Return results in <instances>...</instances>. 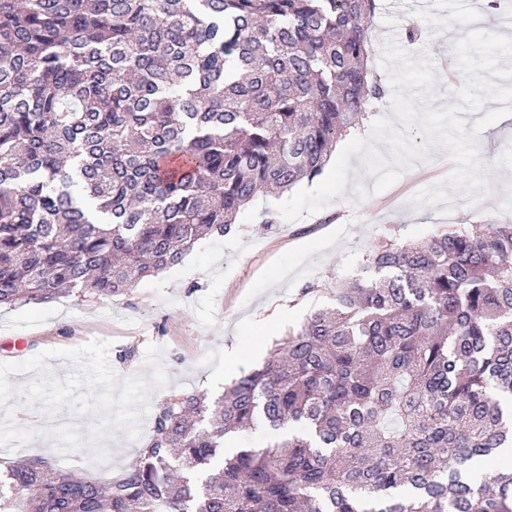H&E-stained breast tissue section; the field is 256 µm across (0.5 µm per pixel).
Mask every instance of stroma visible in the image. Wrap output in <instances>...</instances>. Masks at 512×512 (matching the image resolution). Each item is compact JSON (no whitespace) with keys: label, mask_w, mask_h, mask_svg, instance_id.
I'll return each instance as SVG.
<instances>
[{"label":"stroma","mask_w":512,"mask_h":512,"mask_svg":"<svg viewBox=\"0 0 512 512\" xmlns=\"http://www.w3.org/2000/svg\"><path fill=\"white\" fill-rule=\"evenodd\" d=\"M502 13L489 12L486 0H428L417 9L414 0H376L373 17L375 53L370 66L375 80L389 85L382 65L384 46L397 42L414 59L429 61L435 73L431 106L456 105L463 82L457 66L456 39L477 29L501 33ZM417 28L409 38V28ZM480 159L487 169L488 188L482 202L471 206L465 190L453 187L451 204L414 203L428 188L423 172L448 159L431 148L425 161L404 171L392 186L374 192L359 156H351L349 187L343 196L314 214L285 220L274 197L261 195L238 215L236 233L203 240L181 264L138 282L128 294L111 300L70 296L44 303L0 307V363L21 362L46 349L76 348L94 339L110 341L109 360L119 376L150 375L144 367L148 344L164 347L166 387L151 393L148 407L186 391L220 398L225 385L241 372L261 364L275 342L313 312L332 306L329 294L336 281L361 277L363 256L381 242H419L442 224H512V122L492 124L478 137ZM370 191L354 203L353 184ZM317 289L305 293L308 283ZM293 315L275 320L282 307ZM237 347L236 364L225 351ZM152 418L144 416L137 438L117 432L105 445L109 464H95L88 448L62 454L52 439L40 436L8 450L0 448V473L11 462L41 458L107 483L118 478L144 448Z\"/></svg>","instance_id":"stroma-1"}]
</instances>
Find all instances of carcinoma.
Returning <instances> with one entry per match:
<instances>
[{"label": "carcinoma", "instance_id": "cac0c4a2", "mask_svg": "<svg viewBox=\"0 0 512 512\" xmlns=\"http://www.w3.org/2000/svg\"><path fill=\"white\" fill-rule=\"evenodd\" d=\"M375 0H0V306L119 297L319 177L385 95ZM105 485L35 458L0 512H512V224L389 243ZM282 434L225 451L257 423Z\"/></svg>", "mask_w": 512, "mask_h": 512}]
</instances>
